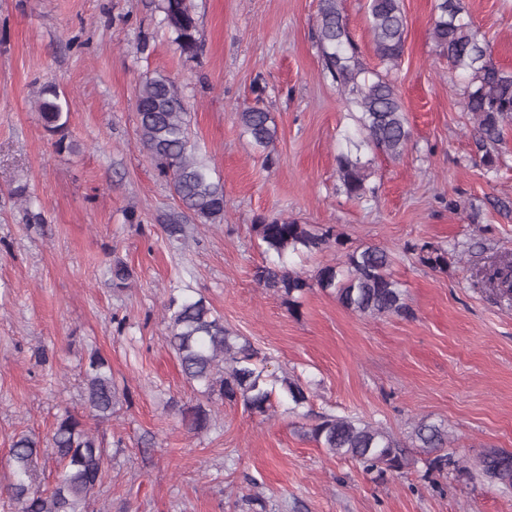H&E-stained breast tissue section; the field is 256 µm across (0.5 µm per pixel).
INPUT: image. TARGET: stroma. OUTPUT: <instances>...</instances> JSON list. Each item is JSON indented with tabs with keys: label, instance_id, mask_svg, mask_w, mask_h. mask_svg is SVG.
<instances>
[{
	"label": "stroma",
	"instance_id": "1",
	"mask_svg": "<svg viewBox=\"0 0 512 512\" xmlns=\"http://www.w3.org/2000/svg\"><path fill=\"white\" fill-rule=\"evenodd\" d=\"M159 0H0V512L15 434L45 436L82 408L91 352L123 397L95 428L110 464L97 504L109 512H512V489L488 483L475 458L512 451V304L475 287L490 258L512 256V125L479 162L463 85L432 38L435 0H402L408 33L391 77L412 132L396 161L371 158L370 194L351 200L336 155L353 123L314 39L319 0H193L196 55L181 54ZM497 64L512 70V0H461ZM168 76L224 186V221L195 225L185 247L159 219L177 201L136 135L135 93ZM65 94L68 147L41 120L44 86ZM261 100L277 126L270 149L243 133L240 107ZM295 218L334 227L342 246L289 259L304 278L377 245L411 316L356 315L319 287L291 307L260 286L254 224ZM448 249L441 269L413 244ZM134 270L114 288L113 259ZM202 294L276 376L309 387L312 416L204 400L168 348L172 289ZM206 402L207 431L178 408ZM359 416L407 437L416 422L448 433L469 470L409 465L383 478L331 456L310 429L322 413Z\"/></svg>",
	"mask_w": 512,
	"mask_h": 512
}]
</instances>
